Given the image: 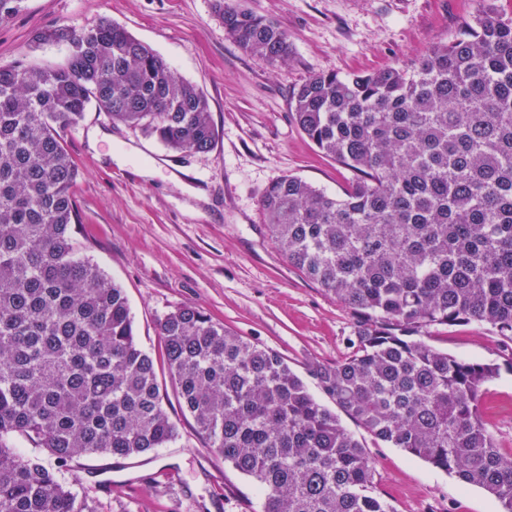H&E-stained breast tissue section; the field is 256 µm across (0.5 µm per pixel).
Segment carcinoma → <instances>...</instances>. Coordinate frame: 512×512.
Masks as SVG:
<instances>
[{
	"label": "carcinoma",
	"mask_w": 512,
	"mask_h": 512,
	"mask_svg": "<svg viewBox=\"0 0 512 512\" xmlns=\"http://www.w3.org/2000/svg\"><path fill=\"white\" fill-rule=\"evenodd\" d=\"M213 10L243 50L288 58L274 22L234 0ZM37 39L65 45V61L0 66V512H94L72 462L164 448L178 431L124 288L74 235L79 169L63 135L92 106L174 152H208L214 128L203 91L124 27ZM292 118L355 174L340 196L287 175L259 200L288 263L357 315L350 355L310 363L309 377L376 442L512 512V457L479 407L500 365L419 336L477 322L512 342V18L484 0L409 64L315 74L293 92ZM159 334L184 408L254 482L262 512H390L364 443L280 355L191 304Z\"/></svg>",
	"instance_id": "cac0c4a2"
}]
</instances>
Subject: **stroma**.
Listing matches in <instances>:
<instances>
[{
  "instance_id": "stroma-1",
  "label": "stroma",
  "mask_w": 512,
  "mask_h": 512,
  "mask_svg": "<svg viewBox=\"0 0 512 512\" xmlns=\"http://www.w3.org/2000/svg\"><path fill=\"white\" fill-rule=\"evenodd\" d=\"M288 34L287 62L245 52L224 32L212 0H24L0 25V66H43L66 48L37 43L56 27L80 31L109 20L151 47L205 93L215 129L206 153H175L138 128L92 108L64 135L80 169L76 238L124 288L140 346L155 361L178 437L129 458L81 459L79 491L95 512H261L253 483L211 452L183 410L163 362L158 321L195 305L245 341L278 353L297 374L351 351L355 314L291 267L274 242L259 199L293 175L332 196L353 174L323 156L297 128L293 91L316 73L345 76L408 64L448 42L478 0H242ZM153 177H143V168ZM434 348L500 364L480 399L484 424L512 454V343L490 326L422 329ZM375 464L377 494L391 512H497L483 489L462 485L403 449L374 444L355 422Z\"/></svg>"
}]
</instances>
